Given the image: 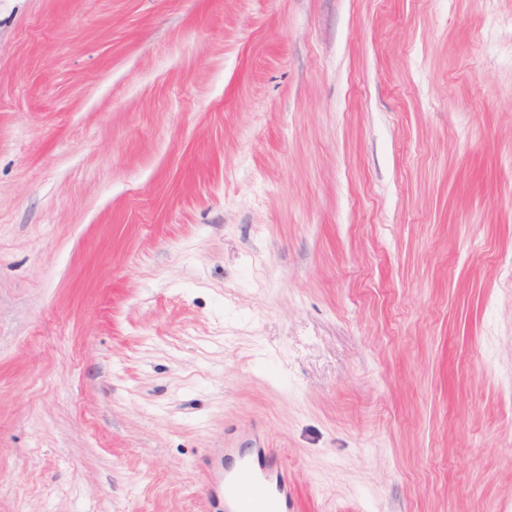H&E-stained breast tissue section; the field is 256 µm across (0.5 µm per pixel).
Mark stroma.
Instances as JSON below:
<instances>
[{"mask_svg": "<svg viewBox=\"0 0 512 512\" xmlns=\"http://www.w3.org/2000/svg\"><path fill=\"white\" fill-rule=\"evenodd\" d=\"M512 0H0V512H512ZM267 465H255L243 455L238 469H224L225 512H288V479L283 466L266 456Z\"/></svg>", "mask_w": 512, "mask_h": 512, "instance_id": "35a3bbf8", "label": "stroma"}]
</instances>
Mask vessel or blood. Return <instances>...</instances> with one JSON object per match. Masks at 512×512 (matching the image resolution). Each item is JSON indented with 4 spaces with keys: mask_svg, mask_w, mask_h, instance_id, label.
<instances>
[{
    "mask_svg": "<svg viewBox=\"0 0 512 512\" xmlns=\"http://www.w3.org/2000/svg\"><path fill=\"white\" fill-rule=\"evenodd\" d=\"M288 479L283 466L268 459L255 465L250 456L239 459L237 470L224 474V512H288Z\"/></svg>",
    "mask_w": 512,
    "mask_h": 512,
    "instance_id": "vessel-or-blood-1",
    "label": "vessel or blood"
}]
</instances>
